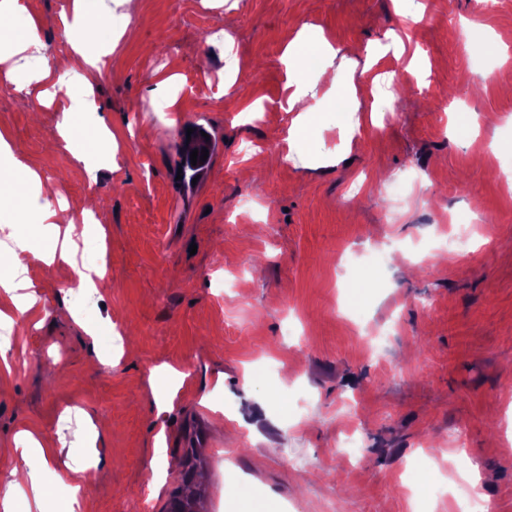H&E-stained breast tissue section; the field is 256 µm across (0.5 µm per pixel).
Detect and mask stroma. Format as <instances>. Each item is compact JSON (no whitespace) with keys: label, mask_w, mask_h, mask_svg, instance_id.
I'll return each instance as SVG.
<instances>
[{"label":"stroma","mask_w":512,"mask_h":512,"mask_svg":"<svg viewBox=\"0 0 512 512\" xmlns=\"http://www.w3.org/2000/svg\"><path fill=\"white\" fill-rule=\"evenodd\" d=\"M32 2L28 18L63 60L72 0ZM421 2L424 20L403 23L391 0H139L129 19L116 2L99 109L79 117L86 135H115L103 163L75 161L59 135L71 96L26 104L0 75V134L42 176L18 183L0 161V267L14 239L46 238L32 201L57 188L80 203L94 189L105 234L78 254L106 285L91 300L63 295L72 262L27 254L39 301L12 326L13 372H0V462L23 431L71 465L93 459L82 512H168L184 483L170 470L149 496L159 450L179 463L196 454L207 512H226L231 473L270 512H419L446 487L458 436L498 512H512V186L474 162L490 144L512 148V0L488 13L476 0ZM305 24L358 45L389 81L379 98L358 73L357 96L319 86L316 169L286 159L276 109L284 51ZM390 30L423 50L428 86L387 49ZM231 60L246 80L228 95L215 77ZM163 66L182 87L171 103L154 92ZM478 71L489 75L479 87ZM354 101L380 124L346 150L336 115ZM205 121L222 152L205 184L178 185L186 129ZM381 170L414 198L395 224ZM376 243L382 266L354 264ZM166 386L175 398L162 413ZM88 414L108 426L93 448ZM354 428L366 441L356 466L336 451ZM428 452L440 465L426 487L410 484ZM56 469L48 462L41 499L17 512H68Z\"/></svg>","instance_id":"1"}]
</instances>
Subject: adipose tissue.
<instances>
[{
    "mask_svg": "<svg viewBox=\"0 0 512 512\" xmlns=\"http://www.w3.org/2000/svg\"><path fill=\"white\" fill-rule=\"evenodd\" d=\"M26 9L20 0H0V74L12 82L22 96L37 95L39 100H53L60 91L78 87L83 91L80 99L73 101L76 112H95L99 106L93 97V88L101 75L100 61L112 51V7L107 0H75L72 25L76 37L66 61L55 62L43 52L44 43L35 22L13 26V19L24 16ZM96 14V22H88L89 14ZM317 50L313 81L302 83L289 78L288 93L279 103V111L290 114L291 119L283 133L289 156H301L305 145L304 131L322 103L318 96L319 81L337 86L340 76L349 64L347 49L334 46L323 33L310 25H303L287 48L289 71L299 70L301 57L309 50ZM93 206L84 201L73 207L65 201H44L39 206V221L48 231L62 233L60 248L43 249L39 257L45 264H52L56 257H71L76 243V232L99 233V226L91 222ZM26 266L21 258H14L8 270L0 272V289L10 297L16 309L28 311L38 301L30 290L31 283L25 275ZM20 464L0 470V512H15V503L25 489L40 493V468L45 464L47 451L30 433L16 439Z\"/></svg>",
    "mask_w": 512,
    "mask_h": 512,
    "instance_id": "1",
    "label": "adipose tissue"
}]
</instances>
